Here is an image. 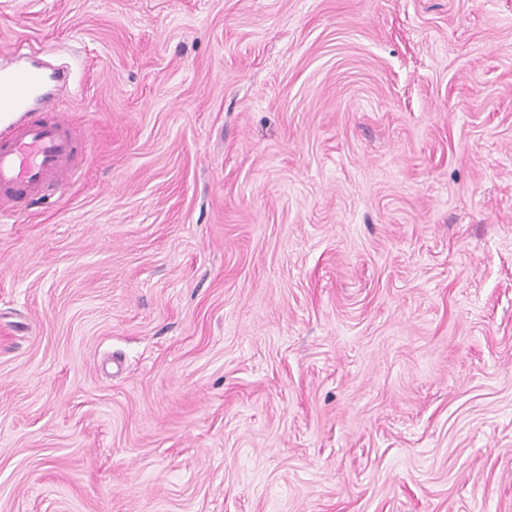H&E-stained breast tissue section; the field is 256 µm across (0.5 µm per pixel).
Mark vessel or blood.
I'll list each match as a JSON object with an SVG mask.
<instances>
[{"mask_svg": "<svg viewBox=\"0 0 512 512\" xmlns=\"http://www.w3.org/2000/svg\"><path fill=\"white\" fill-rule=\"evenodd\" d=\"M45 80L30 52L0 70V220L5 204L47 199L76 170V127L41 93Z\"/></svg>", "mask_w": 512, "mask_h": 512, "instance_id": "obj_1", "label": "vessel or blood"}]
</instances>
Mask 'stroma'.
I'll use <instances>...</instances> for the list:
<instances>
[{
  "mask_svg": "<svg viewBox=\"0 0 512 512\" xmlns=\"http://www.w3.org/2000/svg\"><path fill=\"white\" fill-rule=\"evenodd\" d=\"M80 181L0 223V512H512V0H0Z\"/></svg>",
  "mask_w": 512,
  "mask_h": 512,
  "instance_id": "obj_1",
  "label": "stroma"
}]
</instances>
